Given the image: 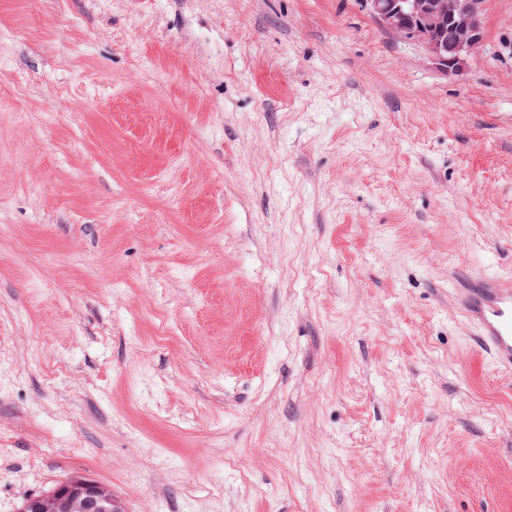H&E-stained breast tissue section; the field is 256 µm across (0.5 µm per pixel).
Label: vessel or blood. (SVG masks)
I'll use <instances>...</instances> for the list:
<instances>
[{"mask_svg":"<svg viewBox=\"0 0 512 512\" xmlns=\"http://www.w3.org/2000/svg\"><path fill=\"white\" fill-rule=\"evenodd\" d=\"M458 313L479 333L495 367L512 371V281L485 275L463 278L455 288Z\"/></svg>","mask_w":512,"mask_h":512,"instance_id":"obj_1","label":"vessel or blood"}]
</instances>
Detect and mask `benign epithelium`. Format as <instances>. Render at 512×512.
<instances>
[{
	"label": "benign epithelium",
	"instance_id": "obj_1",
	"mask_svg": "<svg viewBox=\"0 0 512 512\" xmlns=\"http://www.w3.org/2000/svg\"><path fill=\"white\" fill-rule=\"evenodd\" d=\"M387 31L419 43L446 74L461 72L484 37L482 0H361ZM19 512H117L110 493L89 479H72Z\"/></svg>",
	"mask_w": 512,
	"mask_h": 512
}]
</instances>
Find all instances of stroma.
Wrapping results in <instances>:
<instances>
[{"label":"stroma","instance_id":"1","mask_svg":"<svg viewBox=\"0 0 512 512\" xmlns=\"http://www.w3.org/2000/svg\"><path fill=\"white\" fill-rule=\"evenodd\" d=\"M445 75L360 0H0V512H512V0ZM458 313L478 330L483 351L495 367L512 371V282L469 275L455 288ZM110 493L89 479H72L36 499H25L19 512H115Z\"/></svg>","mask_w":512,"mask_h":512}]
</instances>
